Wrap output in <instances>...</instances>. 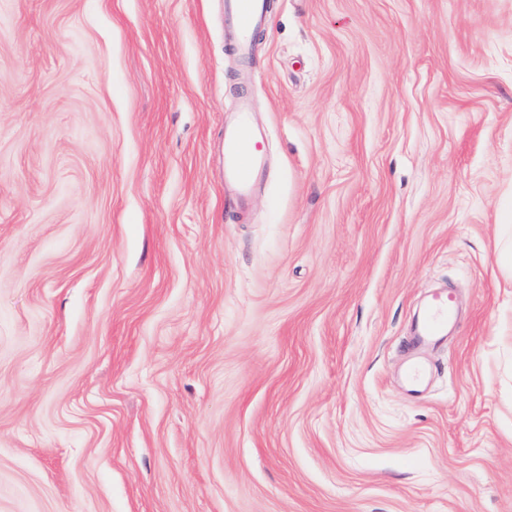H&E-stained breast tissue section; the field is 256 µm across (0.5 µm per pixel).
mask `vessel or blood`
<instances>
[{
    "label": "vessel or blood",
    "mask_w": 512,
    "mask_h": 512,
    "mask_svg": "<svg viewBox=\"0 0 512 512\" xmlns=\"http://www.w3.org/2000/svg\"><path fill=\"white\" fill-rule=\"evenodd\" d=\"M224 16L235 31L234 46L248 54L254 32L269 21L267 0H224ZM261 136L253 126L249 98H241L234 127L224 131V182L236 192L237 201H245L262 175ZM455 304L447 294L438 293L424 306L411 345L414 354L403 375L407 393H417L425 370L415 354L439 340L454 316Z\"/></svg>",
    "instance_id": "b4317fda"
}]
</instances>
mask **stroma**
I'll return each instance as SVG.
<instances>
[{
    "label": "stroma",
    "instance_id": "stroma-1",
    "mask_svg": "<svg viewBox=\"0 0 512 512\" xmlns=\"http://www.w3.org/2000/svg\"><path fill=\"white\" fill-rule=\"evenodd\" d=\"M268 4L0 0V512H512V0ZM224 18L235 31L234 46L239 54H249L254 32L269 21L267 0H224ZM251 111V99L242 97L235 126L224 129V189L231 185L237 202L248 198L252 186L262 175V139L253 127ZM455 303L448 299L447 293H437L423 307L411 345L413 357L410 359L403 375V384L409 394H416L424 377L425 369L416 358L418 352L439 340L448 323L454 316Z\"/></svg>",
    "mask_w": 512,
    "mask_h": 512
}]
</instances>
